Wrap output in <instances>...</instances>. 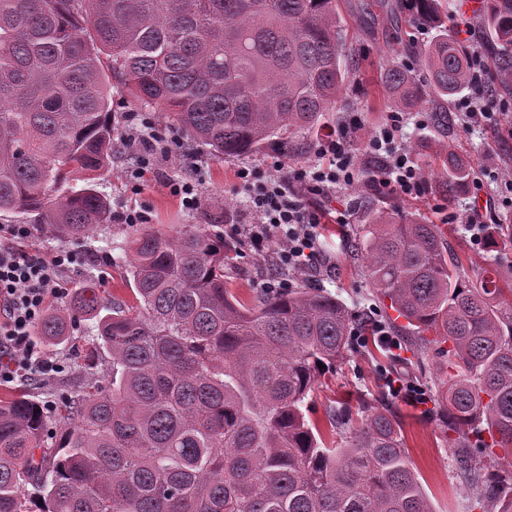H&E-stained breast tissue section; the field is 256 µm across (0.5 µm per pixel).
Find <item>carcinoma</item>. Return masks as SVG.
Masks as SVG:
<instances>
[{"instance_id":"cac0c4a2","label":"carcinoma","mask_w":512,"mask_h":512,"mask_svg":"<svg viewBox=\"0 0 512 512\" xmlns=\"http://www.w3.org/2000/svg\"><path fill=\"white\" fill-rule=\"evenodd\" d=\"M415 2L438 30L416 51L428 79L394 66L385 85L394 110L428 105L445 126L470 60L441 0ZM479 18L495 84L512 89V0H483ZM348 53L335 0H0V214L63 243L109 223L92 177L117 136L105 65L192 145L290 155L336 109ZM423 149L446 154L435 192L453 202L469 163L440 139ZM74 171L85 185L62 187ZM507 247L512 224L490 225L493 256L465 281L436 224L379 211L356 242L371 288L439 359L433 402L444 428L467 432L457 475L490 512H512V482L489 478L471 448H512ZM118 248L134 304L84 287L36 326L55 346L95 321L90 353L106 354L109 385L78 387L53 415L25 393L0 400V512H433L392 411L366 403L354 425L334 409L335 448L307 418L320 377L354 347L342 301L300 287L241 305L224 287L233 250L203 224L143 229Z\"/></svg>"}]
</instances>
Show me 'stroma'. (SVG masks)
I'll return each mask as SVG.
<instances>
[{
	"label": "stroma",
	"instance_id": "35a3bbf8",
	"mask_svg": "<svg viewBox=\"0 0 512 512\" xmlns=\"http://www.w3.org/2000/svg\"><path fill=\"white\" fill-rule=\"evenodd\" d=\"M337 13L354 54L344 64L347 79L340 111L326 113L319 131L305 136L302 152L293 158L294 163L303 166L316 162L315 150L321 135L333 130L346 133L350 149L360 151L364 140L387 118L386 71L396 65L413 66L411 48L428 43L436 34L432 25L408 9L405 0H400L393 12L383 0H338ZM107 84L117 125H124L126 116L134 114L149 119L157 138L179 136V129L167 122L163 114L145 107L142 101L123 90L115 78H108ZM428 135L453 141L457 153L469 162L474 183L451 204L445 203L432 189L422 197L403 199L371 190L362 183L355 184L346 194L320 200V207L325 209H350L351 217L343 226L325 225L319 261L308 272L290 276L289 282L294 288L310 285L323 288L348 306L355 321L375 317L385 322L392 335L403 340L401 362L387 360L383 350L373 347L354 350L316 385L308 397V414L318 424L326 444L337 441L327 422L330 408L345 404L355 409L361 403L385 399L403 424L410 461L434 512H475L473 493L456 474L452 446L459 441V433L444 431L437 416L429 413L427 407H416L403 397L380 392L382 371L393 368L403 378L419 385L425 394H433L434 358L404 341L403 319L397 318L394 310L369 288L364 277L365 260L354 248L366 216L389 211L404 219L440 225L462 278L473 280L480 274L486 253L470 240L469 209L479 197L491 203L499 222L512 221V208L501 205L507 194L504 183L483 173L486 152L490 149L512 165V113L503 115L497 127L468 128L455 116L443 130L432 120L423 128L410 122L401 143L416 156L420 153L421 139ZM276 153L275 146L265 145L245 154L218 158L209 149L187 147L167 158L151 160L143 182L137 186L126 178L127 170L137 166V159L123 152L116 154L109 172L103 173L99 180L100 191L110 200L111 222L105 231L69 243L68 248L76 253L78 261L59 272L61 295L54 300V307L68 305L76 288L83 285L95 287L107 298L131 301L126 259L109 258L104 251L106 239L122 241L135 232V225L123 223L121 219L130 209L144 212L150 227L216 225L225 241L237 250L233 264L224 269V283L242 303L252 304L272 268L265 257L253 254L236 232L238 225L250 220L246 196L236 188V171L243 165L270 163ZM189 175L196 177L201 195V205L193 211L185 209L179 197L165 186L169 177ZM52 353L62 364V372L45 384L30 387L35 398L49 407H56L62 393L77 388L87 378L100 379L107 373L104 360L75 355L70 347L59 345L53 347Z\"/></svg>",
	"mask_w": 512,
	"mask_h": 512
}]
</instances>
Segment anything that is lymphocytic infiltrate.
Segmentation results:
<instances>
[{
    "instance_id": "1",
    "label": "lymphocytic infiltrate",
    "mask_w": 512,
    "mask_h": 512,
    "mask_svg": "<svg viewBox=\"0 0 512 512\" xmlns=\"http://www.w3.org/2000/svg\"><path fill=\"white\" fill-rule=\"evenodd\" d=\"M472 91L456 100L454 109L464 124L495 123L506 107L485 90L488 66L479 52H471ZM405 115L392 112L380 133L372 135L365 151L377 161L365 168L347 150L342 137H326L317 147V164L290 167L276 160L265 168L242 167L237 172L251 220L240 228L250 247L270 253L278 268L298 274L317 260L322 211L311 205L310 196L366 183L372 190L404 197L422 194L425 178L411 154L398 143ZM70 251L58 250L51 259L0 249V384L13 382L18 374L53 375L62 366L33 339L31 329L40 320L49 299L59 293L57 273L73 263Z\"/></svg>"
}]
</instances>
